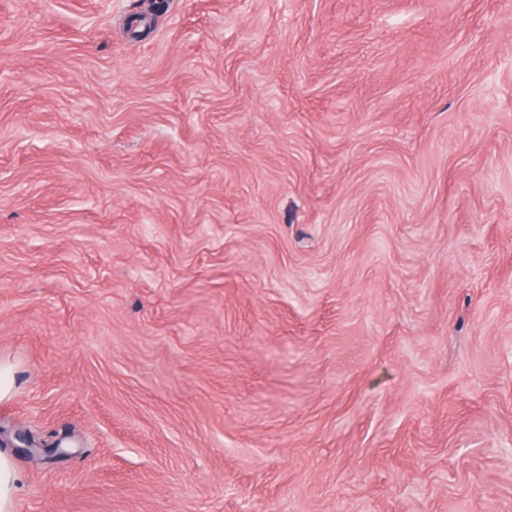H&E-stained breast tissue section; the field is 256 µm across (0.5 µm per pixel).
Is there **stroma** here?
<instances>
[{
	"label": "stroma",
	"instance_id": "1",
	"mask_svg": "<svg viewBox=\"0 0 512 512\" xmlns=\"http://www.w3.org/2000/svg\"><path fill=\"white\" fill-rule=\"evenodd\" d=\"M0 0L16 512H512V0ZM17 444H14V448L27 456H52V455H63L64 450L62 447V441H58L51 445H43L42 447L37 446L31 437L27 433H17L15 435Z\"/></svg>",
	"mask_w": 512,
	"mask_h": 512
}]
</instances>
